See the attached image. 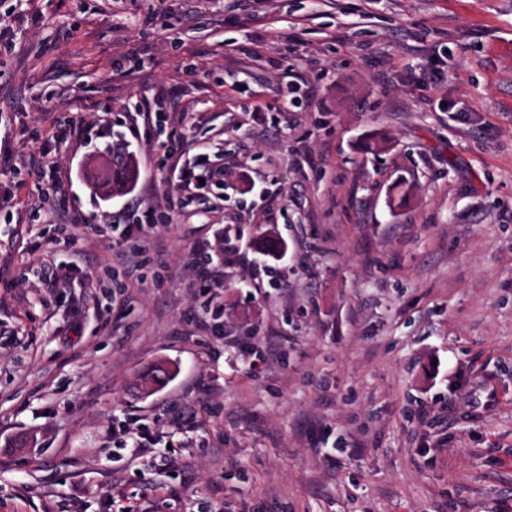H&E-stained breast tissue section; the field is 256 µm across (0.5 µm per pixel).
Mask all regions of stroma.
<instances>
[{"label":"stroma","mask_w":512,"mask_h":512,"mask_svg":"<svg viewBox=\"0 0 512 512\" xmlns=\"http://www.w3.org/2000/svg\"><path fill=\"white\" fill-rule=\"evenodd\" d=\"M0 18V512H512V0ZM375 132L387 148L360 151ZM115 144L139 177L103 197ZM46 146L53 182L28 170ZM201 147L223 189L176 192L167 150ZM134 202L158 225L128 264L93 227ZM271 229L283 260L255 246ZM205 235L272 277L225 259L216 325ZM161 361L171 380L143 389ZM182 408L196 431H172ZM133 422L176 466L115 447Z\"/></svg>","instance_id":"obj_1"}]
</instances>
